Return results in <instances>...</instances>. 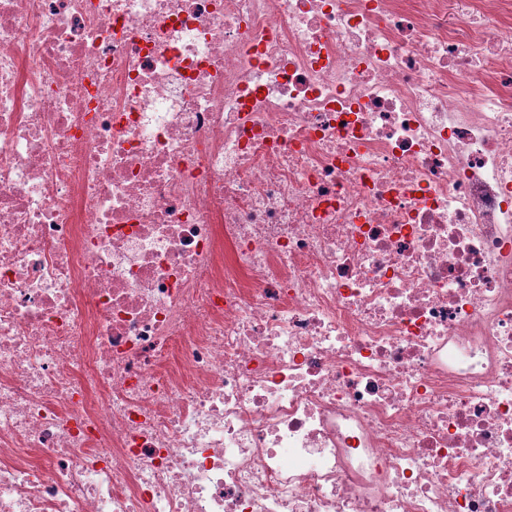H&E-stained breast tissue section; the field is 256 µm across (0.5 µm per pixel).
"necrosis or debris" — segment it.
<instances>
[{
	"label": "necrosis or debris",
	"mask_w": 512,
	"mask_h": 512,
	"mask_svg": "<svg viewBox=\"0 0 512 512\" xmlns=\"http://www.w3.org/2000/svg\"><path fill=\"white\" fill-rule=\"evenodd\" d=\"M0 512H512V0H0Z\"/></svg>",
	"instance_id": "necrosis-or-debris-1"
}]
</instances>
